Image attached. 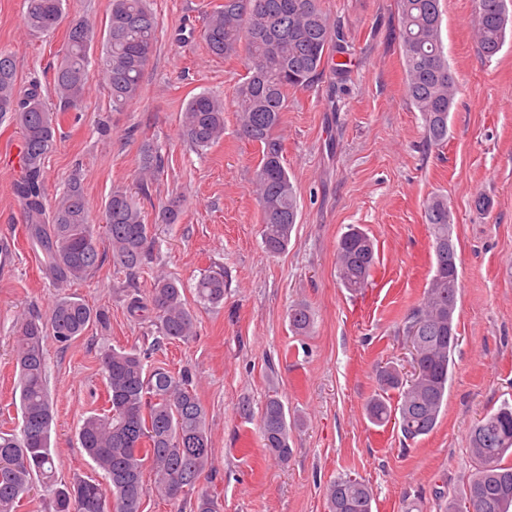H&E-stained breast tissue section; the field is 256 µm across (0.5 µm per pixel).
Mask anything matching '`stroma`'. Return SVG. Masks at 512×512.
Listing matches in <instances>:
<instances>
[{
	"label": "stroma",
	"instance_id": "1",
	"mask_svg": "<svg viewBox=\"0 0 512 512\" xmlns=\"http://www.w3.org/2000/svg\"><path fill=\"white\" fill-rule=\"evenodd\" d=\"M222 2L150 0L157 46L140 97L121 110H113L102 79L100 47L90 50L92 106L61 115L44 162L45 194L55 200L79 174L98 222L113 188L135 190L142 146L163 155L143 204L153 258L135 284L145 293L166 274L193 304L196 337L151 350L148 364L194 374L216 473L200 487L216 488L221 512H327L325 487L342 475L371 485L373 512H441L442 495L459 490L473 470V424L512 403V24L489 57L477 42L474 0H440L441 38L458 92L447 142L430 147L405 93L397 0H321L346 36L349 65L343 77L326 69L311 87L289 93L278 134L298 222L287 251L271 256L262 247L254 195L259 148L238 130L235 88L246 75L245 57L213 56L202 39L205 12ZM25 11L26 0H0V49L13 55L18 84L39 79L50 97L71 23L85 20L103 35L109 0H66L50 33L27 30ZM202 92L224 101V138L203 155L181 135L185 106ZM20 141L19 128L0 119V242L11 245L0 254V429L21 420L12 363L18 320L47 313L63 296L108 309L110 328L90 327L65 349L46 345L57 472L89 477L92 462L78 431L105 405L99 355L109 346L151 349L156 332L128 316L126 279L111 262L67 285L45 275L14 194ZM175 193L184 199L182 213L177 223H160L158 208ZM435 195L448 200L457 248L459 342L436 428L408 440L394 423L372 424L365 405L378 390V366L413 371L401 325L432 276L424 207ZM480 195L492 209L475 208ZM352 225L377 251L370 283L357 295L336 274V243ZM212 271L224 275V301L205 308L195 304L194 286ZM299 300L314 315L306 336L288 322ZM272 393L291 417L293 455L285 465L262 446L260 413Z\"/></svg>",
	"mask_w": 512,
	"mask_h": 512
}]
</instances>
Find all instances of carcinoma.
<instances>
[{"mask_svg":"<svg viewBox=\"0 0 512 512\" xmlns=\"http://www.w3.org/2000/svg\"><path fill=\"white\" fill-rule=\"evenodd\" d=\"M398 39L405 71V92L421 112L425 141L440 145L448 138V118L456 83L441 39L439 0H399ZM476 35L492 56L502 47L507 29L506 0H475ZM63 0H28L23 24L33 32L56 28ZM158 22L147 0H110L101 72L112 95V109L135 101L145 68L157 42ZM94 31L82 20L72 23L66 52L53 78L59 110H50L42 85L33 80L18 87L13 57L0 52V118H9L22 133L20 176L15 194L27 216L31 244L41 251L42 267L61 284L83 280L101 263L97 231L90 219L82 182L72 179L60 199L46 203L44 161L53 148L59 114L84 112L88 104L89 50ZM203 37L218 57L245 51L247 74L236 89L240 135L259 147L256 198L260 207L265 252L281 254L297 224L295 187L284 165L277 129L288 109V91L304 89L322 72L331 53H343L340 31L323 10L321 0H224L206 15ZM182 135L203 152L224 136V102L209 93L188 101L181 119ZM164 166L155 147L141 150L139 191ZM435 262L420 303L405 317L402 331L418 336L419 372L405 383L393 366L377 370L378 394L366 403L369 421H396L404 438L430 434L436 424L454 367L458 336L454 324L458 295L457 251L448 201L430 198L425 206ZM103 232L112 263L133 279L150 250V225L140 203L125 189L112 190L104 208ZM342 285L360 293L375 264L374 245L362 229L351 226L336 244ZM195 294L217 306L224 301V274L201 277ZM126 310L147 320L164 340L194 337L195 317L176 281L156 277L149 293H126ZM292 332L313 327L309 307L298 302L288 312ZM110 322L108 311L75 296L59 298L46 317L24 319L17 330L14 363L18 372L19 427L0 431V512H18L41 486L49 492L52 512H143L153 493L173 504L193 499L192 512H220L216 492H196L212 460L207 413L188 370H148L146 354L105 348L100 365L105 378V407L86 417L78 440L101 479L57 476L50 447L53 413L46 378L45 340L70 344L85 331ZM396 391L399 403H387ZM261 435L266 452L280 462L291 458L287 412L276 394L261 409ZM475 471L460 491L448 497L444 512H512V405L486 413L470 430ZM150 479H145V473ZM374 494L365 481L341 476L326 488L327 512H373Z\"/></svg>","mask_w":512,"mask_h":512,"instance_id":"cac0c4a2","label":"carcinoma"}]
</instances>
